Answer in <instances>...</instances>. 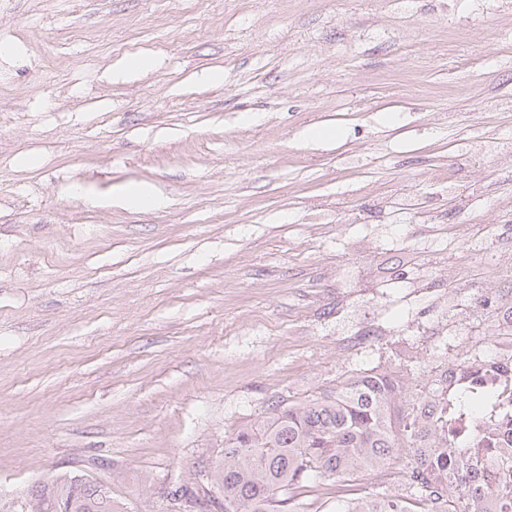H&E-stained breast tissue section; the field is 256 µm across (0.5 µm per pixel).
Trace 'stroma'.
I'll return each instance as SVG.
<instances>
[{"label":"stroma","instance_id":"stroma-1","mask_svg":"<svg viewBox=\"0 0 512 512\" xmlns=\"http://www.w3.org/2000/svg\"><path fill=\"white\" fill-rule=\"evenodd\" d=\"M1 45L0 512L64 475L170 512L272 402L420 387L465 359L450 312L512 303V0H0ZM134 183L165 206L115 205Z\"/></svg>","mask_w":512,"mask_h":512}]
</instances>
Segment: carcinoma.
<instances>
[{
    "instance_id": "1",
    "label": "carcinoma",
    "mask_w": 512,
    "mask_h": 512,
    "mask_svg": "<svg viewBox=\"0 0 512 512\" xmlns=\"http://www.w3.org/2000/svg\"><path fill=\"white\" fill-rule=\"evenodd\" d=\"M456 391L458 411L480 415L496 401L488 385ZM448 398L426 390L408 397L391 372L369 370L336 384V391L300 405H272L260 425L241 426L214 466L209 481L224 497V512H291L288 491L319 478L338 481L372 473L392 457L406 466L403 492H377L344 512H512V483H492L491 473L512 467V446L473 448L475 439L448 425ZM43 512H114L112 495L74 475L29 491Z\"/></svg>"
}]
</instances>
